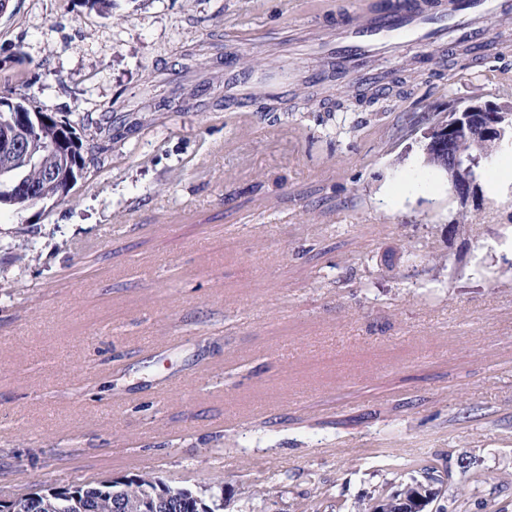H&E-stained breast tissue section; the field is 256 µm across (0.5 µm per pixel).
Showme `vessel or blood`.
Wrapping results in <instances>:
<instances>
[{"label": "vessel or blood", "instance_id": "vessel-or-blood-1", "mask_svg": "<svg viewBox=\"0 0 512 512\" xmlns=\"http://www.w3.org/2000/svg\"><path fill=\"white\" fill-rule=\"evenodd\" d=\"M506 10L504 0H366L358 22L338 24L332 34L306 33L293 38L291 44L301 51H325V62L313 72V79L334 74L355 91H375L385 80L372 62L400 40L412 37L434 44L454 32L478 50L506 21ZM289 90L284 79L272 84L246 83L236 71L224 76V101L238 111L248 108L251 96L282 98Z\"/></svg>", "mask_w": 512, "mask_h": 512}]
</instances>
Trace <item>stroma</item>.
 I'll return each mask as SVG.
<instances>
[{
	"label": "stroma",
	"mask_w": 512,
	"mask_h": 512,
	"mask_svg": "<svg viewBox=\"0 0 512 512\" xmlns=\"http://www.w3.org/2000/svg\"><path fill=\"white\" fill-rule=\"evenodd\" d=\"M338 2L11 0L0 92L73 121L87 167L0 208V497L149 472L224 512H332L421 456L425 512H512V147L466 209L407 129L512 99V53L406 43L383 99L342 104L283 43L356 20ZM246 51L300 75L274 111L224 109Z\"/></svg>",
	"instance_id": "35a3bbf8"
}]
</instances>
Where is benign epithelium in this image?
Masks as SVG:
<instances>
[{
  "mask_svg": "<svg viewBox=\"0 0 512 512\" xmlns=\"http://www.w3.org/2000/svg\"><path fill=\"white\" fill-rule=\"evenodd\" d=\"M47 117L39 112L27 111L26 102L11 93L0 94V157L22 158L27 163H42L47 159L61 157L68 146L63 133L44 138L42 131ZM512 131V101L472 100L465 106L448 112L444 119L431 124L423 131L427 147L448 158L454 169L463 161L451 151L452 143L464 137L475 146L487 140H499L507 131ZM452 190L461 203L477 200L481 192L479 184L471 178L462 177L452 183ZM34 196V190L23 180L9 175V169L0 170V200H16ZM180 512L188 508L192 512H211L203 500L186 489H172L159 480L153 494L118 502L115 512H157V506Z\"/></svg>",
  "mask_w": 512,
  "mask_h": 512,
  "instance_id": "7a95c632",
  "label": "benign epithelium"
}]
</instances>
